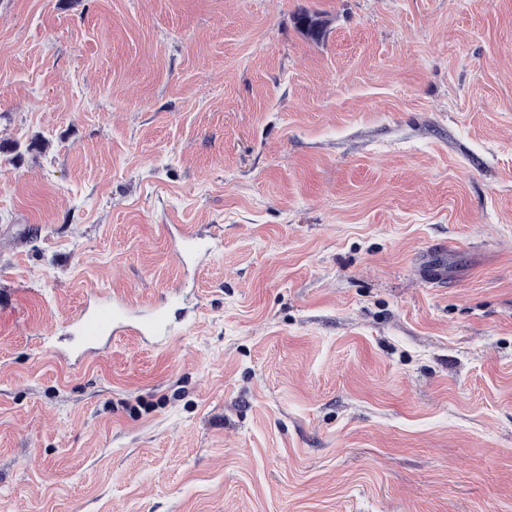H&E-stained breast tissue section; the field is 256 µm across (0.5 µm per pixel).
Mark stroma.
Instances as JSON below:
<instances>
[{"instance_id": "1", "label": "stroma", "mask_w": 512, "mask_h": 512, "mask_svg": "<svg viewBox=\"0 0 512 512\" xmlns=\"http://www.w3.org/2000/svg\"><path fill=\"white\" fill-rule=\"evenodd\" d=\"M0 142V512H512V0H0ZM213 234L203 235L193 226H185L180 245L176 248L177 255L184 260L190 254H209L216 250L217 243ZM183 288L182 283L168 287L160 303L137 321L129 318L127 301L120 291L95 294L92 304L75 315L70 326L81 345L93 354L100 352L101 344L107 345L127 334L139 336L155 347L166 348L177 334L188 328L177 327L169 319L171 308L180 303Z\"/></svg>"}]
</instances>
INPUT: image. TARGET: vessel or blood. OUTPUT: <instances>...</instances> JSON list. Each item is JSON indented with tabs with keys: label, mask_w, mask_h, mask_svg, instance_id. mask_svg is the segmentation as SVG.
I'll return each mask as SVG.
<instances>
[{
	"label": "vessel or blood",
	"mask_w": 512,
	"mask_h": 512,
	"mask_svg": "<svg viewBox=\"0 0 512 512\" xmlns=\"http://www.w3.org/2000/svg\"><path fill=\"white\" fill-rule=\"evenodd\" d=\"M216 247L214 235H204L187 226L182 231L176 253L183 258L191 254H208ZM181 296V285L168 287L159 304L154 305L149 314L134 321L128 316L127 301L120 291L99 293L92 304L73 317L71 327L81 345L94 354L99 353L101 344L111 343L127 334L139 336L153 346L165 347L181 332L180 327L169 319L171 308L179 304Z\"/></svg>",
	"instance_id": "vessel-or-blood-1"
}]
</instances>
